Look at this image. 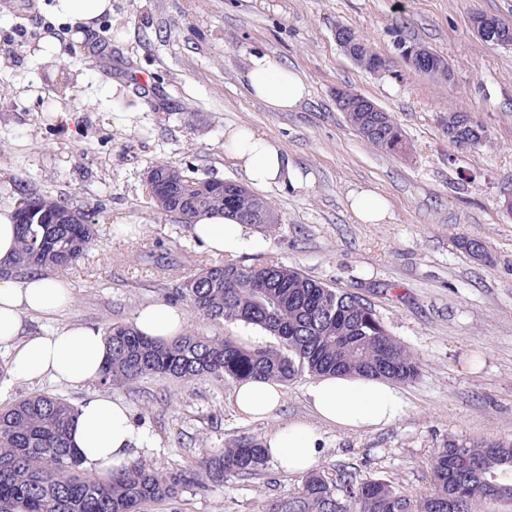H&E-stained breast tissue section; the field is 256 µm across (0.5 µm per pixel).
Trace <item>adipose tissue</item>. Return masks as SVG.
Wrapping results in <instances>:
<instances>
[{
  "label": "adipose tissue",
  "instance_id": "adipose-tissue-1",
  "mask_svg": "<svg viewBox=\"0 0 512 512\" xmlns=\"http://www.w3.org/2000/svg\"><path fill=\"white\" fill-rule=\"evenodd\" d=\"M112 9V0H58L57 12L71 28L92 29ZM249 96L272 112L295 110L308 91L303 78L271 56L257 52L246 73ZM224 152L237 161L247 180L263 189L281 181L306 189L311 179L291 165L282 148L255 130L230 127L224 132ZM192 235L215 252L235 257L257 249L258 241L247 225L230 216L203 218L193 224ZM73 297L67 283L33 271L24 277L0 279V348L9 355L13 380L29 385L51 379L73 388L96 383L110 354L102 329L70 324L44 334L29 333L27 322L51 320L64 312ZM182 308L165 301L142 305L134 317L141 334L168 342L185 331ZM306 397L315 422L295 421L276 430L265 442L278 468L288 474H306L323 453L322 427L370 433L399 420L406 412L402 390L387 379L357 375L314 377ZM281 383L246 380L236 384L232 403L239 418H271L282 406ZM71 445L83 468L103 477L127 466L142 449L150 447L147 433L136 423L130 407L99 392L77 407Z\"/></svg>",
  "mask_w": 512,
  "mask_h": 512
}]
</instances>
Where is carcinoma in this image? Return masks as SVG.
Returning a JSON list of instances; mask_svg holds the SVG:
<instances>
[{"mask_svg":"<svg viewBox=\"0 0 512 512\" xmlns=\"http://www.w3.org/2000/svg\"><path fill=\"white\" fill-rule=\"evenodd\" d=\"M359 40L364 43L362 67L376 72L385 66L368 40ZM415 70L441 82L452 78L438 55ZM448 117L453 147H471L483 138L484 129L469 123L466 113L450 110ZM345 118L375 148L408 154V141L390 113L347 112ZM149 174L162 176L152 187L151 200L182 224L226 213L260 226L278 221L269 202L239 183L224 182L222 194L208 191L206 182L167 161L157 162ZM31 200L48 211L74 209L62 198L35 195ZM81 217L82 224L19 225L17 252L0 273L47 268L63 274L76 267L96 239L94 216L83 212ZM174 300L187 302L210 322L257 328L276 344L248 346L196 330L158 343L131 324L115 323L106 330L111 354L99 387L124 390L144 377L288 384L305 373H354L408 383L418 374L415 355L390 336L370 304L279 261L202 259L199 270L176 289ZM74 413V406L49 393L26 396L0 410V512H142L149 504L175 502L186 490L222 485L226 477L258 475L269 460L262 441L242 436L191 466L163 472L138 460L101 479L83 471L70 446ZM431 474V492L414 498L346 466L336 468L333 478L315 472L297 492L266 501L262 512H472L478 499L512 502V441L467 446L450 440L435 453Z\"/></svg>","mask_w":512,"mask_h":512,"instance_id":"obj_1","label":"carcinoma"}]
</instances>
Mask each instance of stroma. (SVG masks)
I'll use <instances>...</instances> for the list:
<instances>
[{"label":"stroma","mask_w":512,"mask_h":512,"mask_svg":"<svg viewBox=\"0 0 512 512\" xmlns=\"http://www.w3.org/2000/svg\"><path fill=\"white\" fill-rule=\"evenodd\" d=\"M54 2L0 0V212L32 193L61 195L94 212L97 241L66 276L72 305L54 322H30L31 332L132 322L141 305L193 274L208 251L189 225L154 207L147 172L164 160L197 179L243 182L224 131L248 127L278 142L313 186L259 190L279 221L254 228L259 248L245 263L274 259L359 293L419 361L402 387L405 415L371 433L324 428L318 471L331 476L346 463L419 496L432 489L431 461L444 442L512 441V49L472 28L477 11L512 22V0H112L111 15L79 41L55 24ZM340 26L366 38L385 69L353 62L336 42ZM48 37L59 45L52 79L38 55ZM411 45L443 57L451 81L415 71L403 56ZM255 51L304 79L309 94L296 111L270 112L247 95ZM101 52L117 64L123 95L101 79ZM134 73L147 76L148 89ZM340 89L390 112L409 154L362 140L336 106ZM452 110L484 127L479 145L452 150ZM361 189L387 200L386 221L356 220L347 197ZM117 224L135 231L115 234ZM469 239L482 242L484 257L463 249ZM309 381L285 385L276 415L254 421L235 414L231 380L146 378L117 396L154 441L141 460L164 470L242 435L264 440L313 421ZM35 390L75 405L88 395L6 375L0 409ZM303 481L271 461L260 475L187 491L166 512H261Z\"/></svg>","instance_id":"stroma-1"}]
</instances>
